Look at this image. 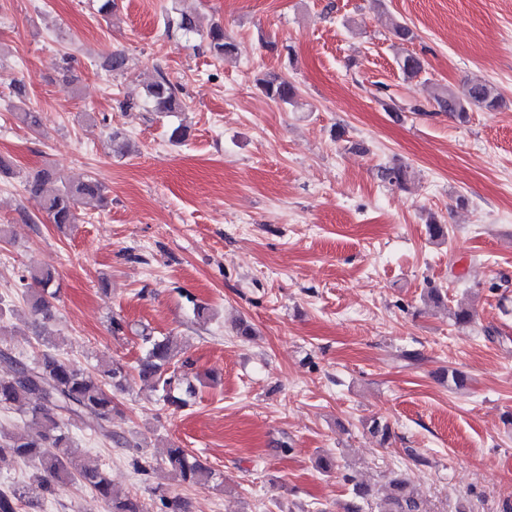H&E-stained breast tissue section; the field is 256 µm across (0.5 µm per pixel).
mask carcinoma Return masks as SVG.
Wrapping results in <instances>:
<instances>
[{"label":"carcinoma","instance_id":"1","mask_svg":"<svg viewBox=\"0 0 512 512\" xmlns=\"http://www.w3.org/2000/svg\"><path fill=\"white\" fill-rule=\"evenodd\" d=\"M176 28L187 36L200 32L198 17L194 13L180 12L167 20V28ZM209 52L224 58L233 54L235 44L224 33V28L213 25L206 33ZM107 67L117 75L130 69L129 58L123 53L112 54ZM404 80H412L422 72L423 61L416 54L407 53L399 60ZM264 95L278 103L291 104L298 97L297 86L287 76L269 72L259 79ZM182 89L162 71L145 86V96L156 112L184 111ZM433 105L460 121L467 119L474 108L496 111L502 98L486 81L473 80L458 95L444 88L431 91L426 103L415 102L409 111L427 115V106ZM15 119L36 132L41 127L39 113L16 107ZM381 177L390 184L405 185L409 171L402 165L381 169ZM58 181L56 173L43 169L26 179V191L39 209L46 213L51 223L64 229L76 223L79 207H104L107 204L105 187L92 176L61 182L52 191L47 185ZM26 287L32 289L27 299L29 314L47 324L54 318L56 298L55 274L40 267H32L22 276ZM473 311L462 301L448 309V318L457 325L473 321ZM145 351L136 370L140 379L150 382L160 392V400L169 407L181 409L195 397L196 389L190 380L194 361L182 356V350L172 336L144 337ZM0 363L10 368L9 374L0 376V408L13 410L21 420L33 425V431L21 436L0 433V458L10 456L34 468L28 484L9 493L0 492V512H17L16 503H25L32 512H40L44 501L52 496L55 488L80 481L89 485L106 506V512H150L145 504L133 497L119 499L113 493L110 476L94 460L86 457L75 446L70 427L83 428L105 438L114 439L108 428L116 408L112 388L123 386L127 380L125 366L116 361L102 365L100 377L86 373L80 367L66 363L50 353L33 365L19 361L9 349H0ZM167 463L183 483L205 486L214 479V472L186 449L173 444L167 449ZM344 481L352 485L351 499L343 512H364L365 503L376 497L378 491L371 485L347 473ZM386 512H421L420 500L408 482L395 476L388 483Z\"/></svg>","mask_w":512,"mask_h":512}]
</instances>
